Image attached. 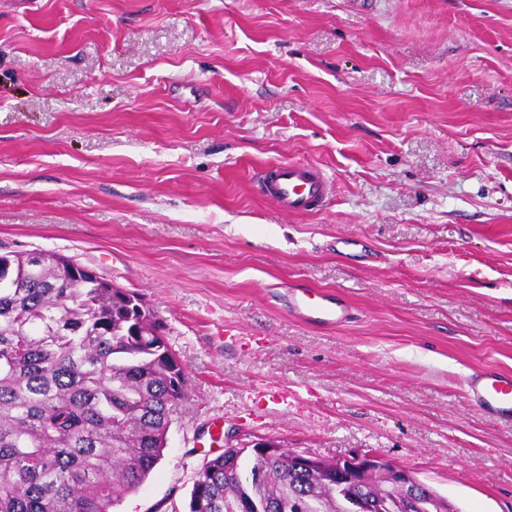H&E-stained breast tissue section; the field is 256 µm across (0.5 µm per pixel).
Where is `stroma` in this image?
Masks as SVG:
<instances>
[{"instance_id": "35a3bbf8", "label": "stroma", "mask_w": 512, "mask_h": 512, "mask_svg": "<svg viewBox=\"0 0 512 512\" xmlns=\"http://www.w3.org/2000/svg\"><path fill=\"white\" fill-rule=\"evenodd\" d=\"M280 161L321 211L257 195ZM39 250L142 294L187 373L119 512H185L235 436L512 512L464 382L512 373V0H0V253ZM298 282L352 320L290 314ZM257 192L289 214H311L326 203L331 182L325 171L308 164L272 163L255 172Z\"/></svg>"}]
</instances>
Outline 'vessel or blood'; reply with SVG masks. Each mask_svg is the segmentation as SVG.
Listing matches in <instances>:
<instances>
[{"label": "vessel or blood", "instance_id": "b4317fda", "mask_svg": "<svg viewBox=\"0 0 512 512\" xmlns=\"http://www.w3.org/2000/svg\"><path fill=\"white\" fill-rule=\"evenodd\" d=\"M258 193L289 214H311L326 203L331 182L317 166L294 162L272 163L254 175ZM291 309L301 320L327 327L345 321L349 302L339 295L320 294L305 283L290 287ZM468 404L488 418L512 422V375L493 369L472 372L466 379Z\"/></svg>", "mask_w": 512, "mask_h": 512}]
</instances>
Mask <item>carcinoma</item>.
<instances>
[{
	"instance_id": "1",
	"label": "carcinoma",
	"mask_w": 512,
	"mask_h": 512,
	"mask_svg": "<svg viewBox=\"0 0 512 512\" xmlns=\"http://www.w3.org/2000/svg\"><path fill=\"white\" fill-rule=\"evenodd\" d=\"M134 295L79 281L64 255L0 254V512H115L157 465L188 378ZM350 490L406 512L373 477ZM292 498L340 512L337 490L251 448L201 467L188 512H267Z\"/></svg>"
}]
</instances>
